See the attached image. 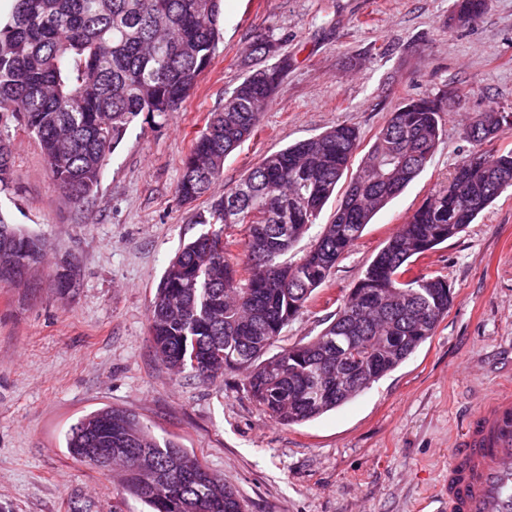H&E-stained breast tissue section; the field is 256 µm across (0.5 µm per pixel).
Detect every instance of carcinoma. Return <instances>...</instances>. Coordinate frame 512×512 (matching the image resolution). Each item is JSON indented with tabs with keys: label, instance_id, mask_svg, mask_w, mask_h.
I'll use <instances>...</instances> for the list:
<instances>
[{
	"label": "carcinoma",
	"instance_id": "cac0c4a2",
	"mask_svg": "<svg viewBox=\"0 0 512 512\" xmlns=\"http://www.w3.org/2000/svg\"><path fill=\"white\" fill-rule=\"evenodd\" d=\"M0 16V116L38 138L56 185L76 202L94 196L107 154L140 114L174 112L190 96L222 38V0H10ZM490 0H457L453 20L480 18ZM247 76L211 113L183 161L181 202L206 195L224 159L254 132L283 67ZM448 96L397 104L355 171L359 131L338 123L265 155L240 181L209 198V226L170 260L151 302L157 357L209 382L246 371L248 391L283 426L334 410L408 360L433 336L452 301L446 279L412 265L458 236L512 188V151L481 146L512 125L490 105L464 129L474 150L386 241L336 317L313 340L262 359L326 284L367 224L430 162ZM339 206L306 254L284 256L318 223L344 174ZM13 187L12 152L0 141V195ZM243 228L246 275L226 257L224 228ZM288 226V233L282 227ZM27 266L45 244L0 213V265L15 244ZM125 457L122 488L147 512H242L237 493L134 413L106 407L68 433L70 455L86 464L98 439Z\"/></svg>",
	"mask_w": 512,
	"mask_h": 512
}]
</instances>
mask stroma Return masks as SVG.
I'll return each mask as SVG.
<instances>
[{"instance_id": "35a3bbf8", "label": "stroma", "mask_w": 512, "mask_h": 512, "mask_svg": "<svg viewBox=\"0 0 512 512\" xmlns=\"http://www.w3.org/2000/svg\"><path fill=\"white\" fill-rule=\"evenodd\" d=\"M454 11V0H224V40L194 93L178 111L141 114L81 204L56 186L38 139L16 119L0 123L15 188L0 213L46 245L25 280H0V512H143L121 470L104 474L66 448L82 416L112 406L220 474L244 512H448L450 442L512 379L511 189L416 262L454 293L433 336L354 400L301 424L275 423L244 374L202 383L168 369L152 349L149 305L169 260L202 230L206 199L176 195L182 161L251 71L288 64L215 195L336 123L356 127L366 149L400 100L453 96L430 163L269 352L319 336L386 240L470 154L464 127L490 104L512 111V0H491L465 26ZM258 32L272 52L252 51ZM66 263L76 286L63 294L53 276Z\"/></svg>"}]
</instances>
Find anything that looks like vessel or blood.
Here are the masks:
<instances>
[{
    "instance_id": "vessel-or-blood-1",
    "label": "vessel or blood",
    "mask_w": 512,
    "mask_h": 512,
    "mask_svg": "<svg viewBox=\"0 0 512 512\" xmlns=\"http://www.w3.org/2000/svg\"><path fill=\"white\" fill-rule=\"evenodd\" d=\"M448 457V512H512V382L467 420Z\"/></svg>"
}]
</instances>
